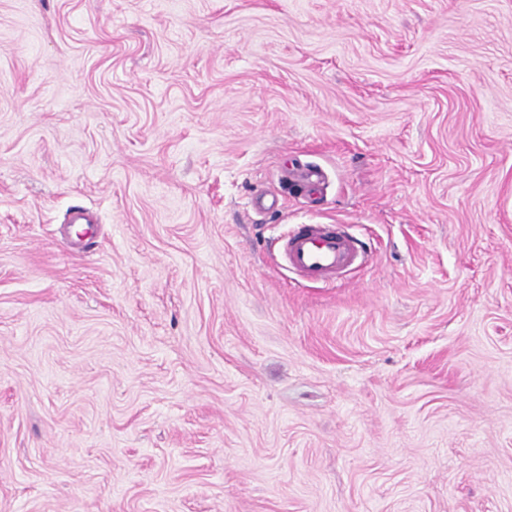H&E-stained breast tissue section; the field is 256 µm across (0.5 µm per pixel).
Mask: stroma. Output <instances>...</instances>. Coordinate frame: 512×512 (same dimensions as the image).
<instances>
[{"label": "stroma", "instance_id": "stroma-1", "mask_svg": "<svg viewBox=\"0 0 512 512\" xmlns=\"http://www.w3.org/2000/svg\"><path fill=\"white\" fill-rule=\"evenodd\" d=\"M0 512H512V0H0ZM338 224H300L283 240L280 259L301 278L335 284L345 273L362 264L356 239Z\"/></svg>", "mask_w": 512, "mask_h": 512}]
</instances>
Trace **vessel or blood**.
I'll return each instance as SVG.
<instances>
[{
  "instance_id": "vessel-or-blood-1",
  "label": "vessel or blood",
  "mask_w": 512,
  "mask_h": 512,
  "mask_svg": "<svg viewBox=\"0 0 512 512\" xmlns=\"http://www.w3.org/2000/svg\"><path fill=\"white\" fill-rule=\"evenodd\" d=\"M280 259L301 278L332 284L354 267L363 255L356 239L334 224H302L283 240Z\"/></svg>"
}]
</instances>
